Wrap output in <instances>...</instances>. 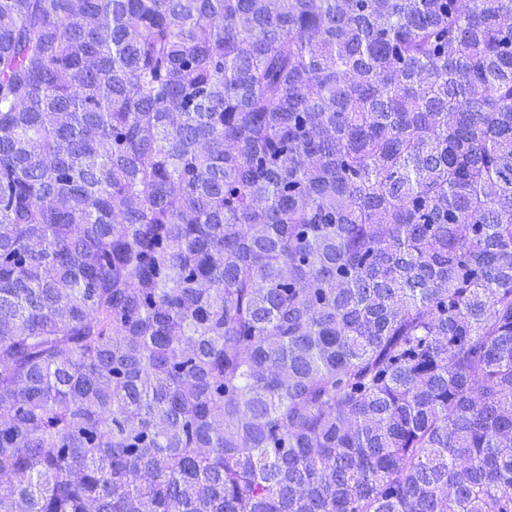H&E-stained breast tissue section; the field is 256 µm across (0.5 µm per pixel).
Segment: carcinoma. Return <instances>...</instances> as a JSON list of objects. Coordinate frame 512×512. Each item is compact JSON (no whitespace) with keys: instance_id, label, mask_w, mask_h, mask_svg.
Wrapping results in <instances>:
<instances>
[{"instance_id":"obj_1","label":"carcinoma","mask_w":512,"mask_h":512,"mask_svg":"<svg viewBox=\"0 0 512 512\" xmlns=\"http://www.w3.org/2000/svg\"><path fill=\"white\" fill-rule=\"evenodd\" d=\"M0 512H512V0H0Z\"/></svg>"}]
</instances>
